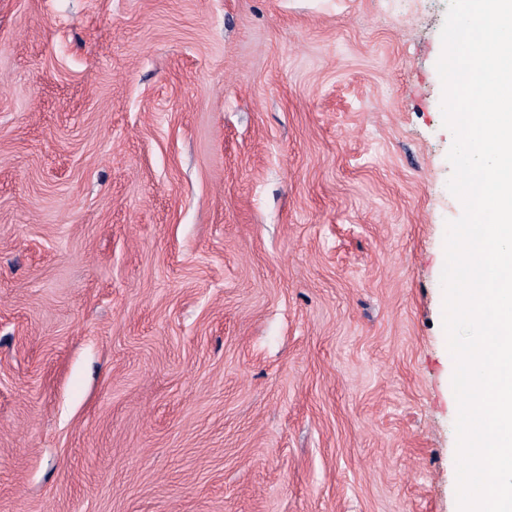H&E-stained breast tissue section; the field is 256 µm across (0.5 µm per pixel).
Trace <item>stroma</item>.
I'll list each match as a JSON object with an SVG mask.
<instances>
[{
    "label": "stroma",
    "instance_id": "35a3bbf8",
    "mask_svg": "<svg viewBox=\"0 0 512 512\" xmlns=\"http://www.w3.org/2000/svg\"><path fill=\"white\" fill-rule=\"evenodd\" d=\"M448 0H0V512H458Z\"/></svg>",
    "mask_w": 512,
    "mask_h": 512
}]
</instances>
